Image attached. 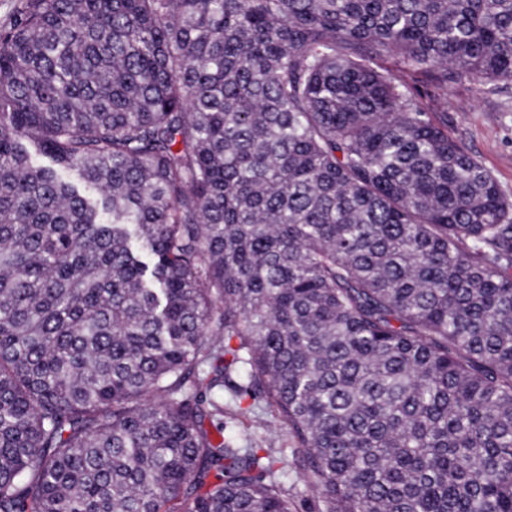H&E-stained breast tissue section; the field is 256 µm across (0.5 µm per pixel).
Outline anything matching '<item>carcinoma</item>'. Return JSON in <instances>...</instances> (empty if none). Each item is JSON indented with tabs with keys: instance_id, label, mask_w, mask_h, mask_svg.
<instances>
[{
	"instance_id": "carcinoma-1",
	"label": "carcinoma",
	"mask_w": 512,
	"mask_h": 512,
	"mask_svg": "<svg viewBox=\"0 0 512 512\" xmlns=\"http://www.w3.org/2000/svg\"><path fill=\"white\" fill-rule=\"evenodd\" d=\"M416 74L511 81L512 0H25L0 512H296L290 453L320 512H512V197Z\"/></svg>"
}]
</instances>
